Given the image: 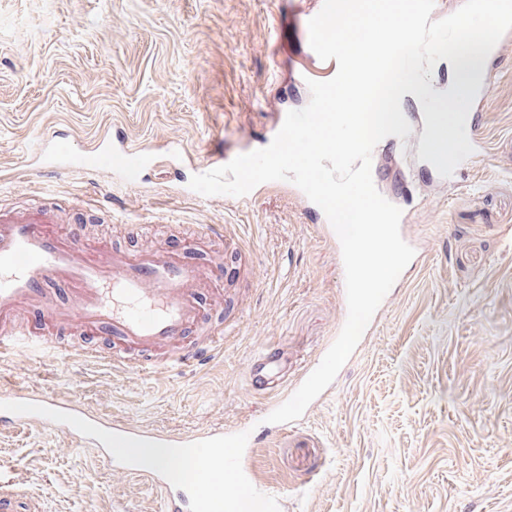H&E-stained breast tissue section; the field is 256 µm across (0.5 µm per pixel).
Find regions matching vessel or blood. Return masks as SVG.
Segmentation results:
<instances>
[{
    "label": "vessel or blood",
    "instance_id": "b4317fda",
    "mask_svg": "<svg viewBox=\"0 0 512 512\" xmlns=\"http://www.w3.org/2000/svg\"><path fill=\"white\" fill-rule=\"evenodd\" d=\"M104 170L121 181L138 182L143 150L113 143L102 135L94 146ZM31 154L37 172L73 169V159L58 157L55 140L39 139ZM223 266H201L179 253L159 249L127 252L87 238L80 230L57 224L44 208H0V354L31 347L37 336L64 329L75 336H104L109 358L130 367L161 369L189 363L224 341L221 323L210 314L224 309ZM38 310L41 325L33 335L10 332L17 314ZM203 342L190 343L191 329ZM280 357L260 351L250 363L253 379L276 376ZM41 426L65 434L79 447L96 449L111 467L145 481L164 497V512H222L210 487L217 471H226V495H234L248 475L245 451L259 437L251 426L232 432L215 427L194 433L150 429L91 411L73 397L34 390L0 389V428ZM140 448H165L158 461L137 456Z\"/></svg>",
    "mask_w": 512,
    "mask_h": 512
}]
</instances>
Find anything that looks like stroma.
<instances>
[{
    "label": "stroma",
    "instance_id": "obj_1",
    "mask_svg": "<svg viewBox=\"0 0 512 512\" xmlns=\"http://www.w3.org/2000/svg\"><path fill=\"white\" fill-rule=\"evenodd\" d=\"M320 0H0V207L45 203L71 226L125 250L171 248L226 272L224 346L214 356L135 370L88 353L0 356V387L75 397L112 418L196 432L247 422L266 437L247 452L252 479L234 512H512V42L503 46L482 134L486 156L459 182L430 181L414 143L378 145L377 189L403 188L421 245L370 331L300 419L265 422L247 365L275 348L296 385L344 321L336 251L288 182L242 205L182 194L190 168L226 147L258 149L279 112L310 91L289 68L327 74L295 18ZM88 153L103 133L151 153L141 182L107 172L35 174L45 133ZM0 478L37 512H163L147 483L112 473L95 450L36 428L0 430Z\"/></svg>",
    "mask_w": 512,
    "mask_h": 512
}]
</instances>
